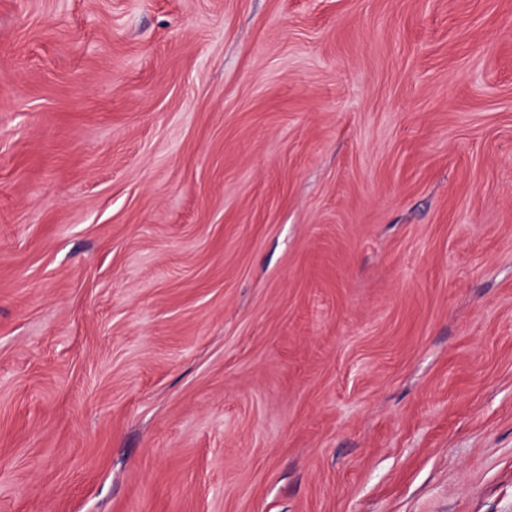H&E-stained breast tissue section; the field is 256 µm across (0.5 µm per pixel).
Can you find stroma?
<instances>
[{"instance_id": "obj_1", "label": "stroma", "mask_w": 512, "mask_h": 512, "mask_svg": "<svg viewBox=\"0 0 512 512\" xmlns=\"http://www.w3.org/2000/svg\"><path fill=\"white\" fill-rule=\"evenodd\" d=\"M0 512H512V0H0Z\"/></svg>"}]
</instances>
